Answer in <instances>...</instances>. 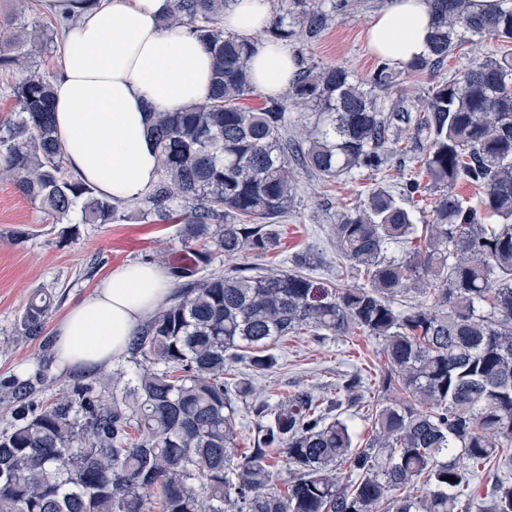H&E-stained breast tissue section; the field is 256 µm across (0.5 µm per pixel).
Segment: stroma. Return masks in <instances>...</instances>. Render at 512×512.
Returning <instances> with one entry per match:
<instances>
[{
  "mask_svg": "<svg viewBox=\"0 0 512 512\" xmlns=\"http://www.w3.org/2000/svg\"><path fill=\"white\" fill-rule=\"evenodd\" d=\"M387 0H355L352 10L337 16L321 37L305 44L292 43V50L322 65H338L368 76L380 59L367 47L365 32L372 17ZM490 41L472 39L457 55L449 57L438 74L422 72L403 78L395 95L416 105L428 95L437 78H451L466 59L481 56ZM380 179L369 171L356 178H339L324 185L300 174L294 214L281 222L280 246L264 262L272 269H288L301 253L317 259L310 275L318 282L342 278L357 285L355 273L336 271V251L330 226L342 206H355ZM62 225L53 223L8 181H0V429L12 422L18 403L30 408L47 405L60 393L79 383L111 385L118 370H130L134 356L125 353L111 364L95 370L62 365L54 349V328L73 306L99 288L113 268L129 263H150L171 269L186 251L176 223L154 224L137 216L109 224H81L75 236H63ZM51 297L42 335H27L22 327L25 309L36 290ZM278 366L255 377L259 398L278 400L296 390H307L319 400L334 397L337 384L361 373L364 401L373 398L385 358L380 339L355 333L350 336L316 337L302 332L279 339L274 345ZM30 380L32 391L24 401L15 397L16 380Z\"/></svg>",
  "mask_w": 512,
  "mask_h": 512,
  "instance_id": "1",
  "label": "stroma"
}]
</instances>
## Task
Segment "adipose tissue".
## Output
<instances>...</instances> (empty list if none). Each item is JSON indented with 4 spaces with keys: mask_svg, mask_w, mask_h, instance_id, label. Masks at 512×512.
<instances>
[{
    "mask_svg": "<svg viewBox=\"0 0 512 512\" xmlns=\"http://www.w3.org/2000/svg\"><path fill=\"white\" fill-rule=\"evenodd\" d=\"M44 12L78 16L65 35L61 71L53 80L56 133L70 171L99 194L145 197L158 174L151 115L203 101L212 62L187 31L162 28L173 0H40ZM269 0H234L225 31L256 45L251 82L266 95L285 92L296 72L283 43L265 37ZM428 0H389L367 28L370 50L394 66L430 53ZM166 272L155 265L116 267L101 288L69 310L54 330L62 363L107 365L123 355L140 324L168 303Z\"/></svg>",
    "mask_w": 512,
    "mask_h": 512,
    "instance_id": "obj_1",
    "label": "adipose tissue"
}]
</instances>
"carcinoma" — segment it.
I'll use <instances>...</instances> for the list:
<instances>
[{"instance_id": "carcinoma-1", "label": "carcinoma", "mask_w": 512, "mask_h": 512, "mask_svg": "<svg viewBox=\"0 0 512 512\" xmlns=\"http://www.w3.org/2000/svg\"><path fill=\"white\" fill-rule=\"evenodd\" d=\"M231 2L173 0L164 24L195 34L213 61L204 102L155 114L158 180L138 206L152 221L180 213L191 262L171 271L177 301L133 338L142 361L120 372L129 379L109 402L79 386L36 412L20 408V424L0 431V512H512V0L488 14L471 0H428L430 55L401 69L382 62L359 78L298 53L287 98L259 108L244 106L253 45L220 24ZM348 8L281 0L267 33L314 40ZM35 10L21 0L0 17V72L16 76L17 103L0 119V180L55 224L72 223L78 205L80 223L110 224L126 202L68 174L53 77L33 66L66 20L48 26L28 18ZM467 33L499 45L437 80L416 110L388 102L401 76L439 71ZM290 101L317 112V124L288 133ZM394 160L418 164V174L396 194L368 190L331 225L336 259L362 284L317 286L304 274L314 264L307 255L290 271L199 274L216 255L262 257L278 246L299 173L322 182L362 168L383 175ZM424 181L438 195L419 226L399 200ZM459 184L482 193L465 201ZM414 241L404 257L387 256ZM411 289L423 301L406 307L397 296ZM49 307L37 291L22 319L28 335L42 333ZM303 328L382 341L381 395L367 415L375 436L354 455L353 430L332 411L360 403V374L326 406L306 390L274 404L253 397L252 377L277 365L273 345ZM240 361L248 373L234 378ZM391 389L409 399L388 400ZM248 400L264 424L238 454ZM281 462L289 478L274 491ZM486 470L490 491L474 501L468 489Z\"/></svg>"}]
</instances>
